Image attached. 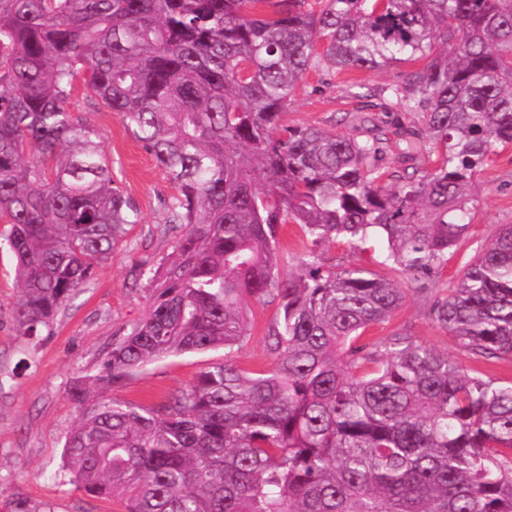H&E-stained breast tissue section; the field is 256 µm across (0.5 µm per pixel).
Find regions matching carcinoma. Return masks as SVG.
Here are the masks:
<instances>
[{
  "label": "carcinoma",
  "mask_w": 512,
  "mask_h": 512,
  "mask_svg": "<svg viewBox=\"0 0 512 512\" xmlns=\"http://www.w3.org/2000/svg\"><path fill=\"white\" fill-rule=\"evenodd\" d=\"M416 61L378 92L418 119L393 151L362 113L359 137L286 119L312 68ZM79 88L165 171L182 228L150 269L145 317L68 392L63 459L86 496L126 512H512V384L407 330L361 342L405 302L389 278L314 249L279 272L285 224L314 248L380 233L391 268L423 277L437 326L476 360L512 358L511 224L450 294L432 279L468 235L471 187L512 145V0H0V248L24 336L140 223L70 108ZM270 297L274 366L245 370L230 351L246 299ZM216 347L224 362L164 402L115 394L149 363Z\"/></svg>",
  "instance_id": "cac0c4a2"
}]
</instances>
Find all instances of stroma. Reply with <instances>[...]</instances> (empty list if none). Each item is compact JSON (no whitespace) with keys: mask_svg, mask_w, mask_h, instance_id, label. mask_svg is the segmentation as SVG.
Returning <instances> with one entry per match:
<instances>
[{"mask_svg":"<svg viewBox=\"0 0 512 512\" xmlns=\"http://www.w3.org/2000/svg\"><path fill=\"white\" fill-rule=\"evenodd\" d=\"M411 69V64L404 63L375 72L309 70L305 89L295 98L288 119L350 136L355 130L345 116L358 111L387 132L399 123L412 124L411 116L384 108L378 99L345 94L353 84L381 87L403 81ZM70 107L99 131L112 175L137 204L141 221L131 226L124 246L61 306L49 328L35 337L17 330L14 310L20 290L11 256L0 251V493L24 503L29 512H122L118 501L85 496L63 464L62 447L79 417L68 390L76 380L100 374L113 342L145 317L149 271L172 252L176 241L166 226L164 209L175 189L116 114L80 93L74 95ZM479 180L480 206L467 238L449 256L441 274L439 287L444 291L455 284L475 249L488 245L502 225L512 224V150L494 157ZM320 252L327 265L361 264L379 273L387 243L378 235L361 247L339 239L322 245ZM395 280L406 292V302L388 321L371 326L365 341L407 329L467 372L512 383V358L476 362L454 336L431 321V300L417 293L416 281L407 274L396 275ZM250 309L249 334L235 359L246 369H267L273 359L265 348L264 331L275 308L254 302ZM223 360L220 347L159 359L133 375L119 395L135 403H159Z\"/></svg>","mask_w":512,"mask_h":512,"instance_id":"1","label":"stroma"}]
</instances>
